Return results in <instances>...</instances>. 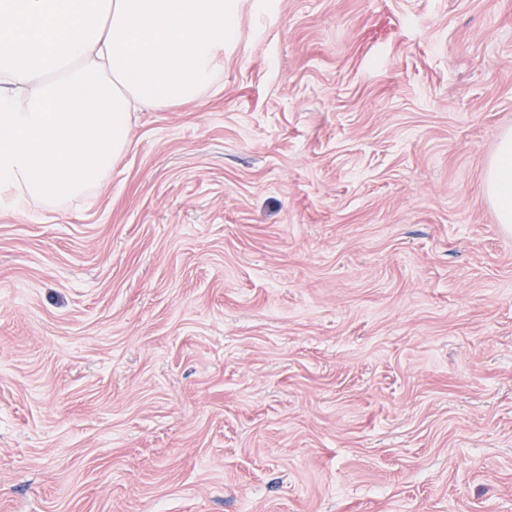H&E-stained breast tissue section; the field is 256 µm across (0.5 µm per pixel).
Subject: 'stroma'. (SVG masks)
<instances>
[{
	"mask_svg": "<svg viewBox=\"0 0 512 512\" xmlns=\"http://www.w3.org/2000/svg\"><path fill=\"white\" fill-rule=\"evenodd\" d=\"M512 0H243L82 204L0 209V512H512ZM485 191L492 199L501 224H512V136L502 138L485 178Z\"/></svg>",
	"mask_w": 512,
	"mask_h": 512,
	"instance_id": "1",
	"label": "stroma"
}]
</instances>
